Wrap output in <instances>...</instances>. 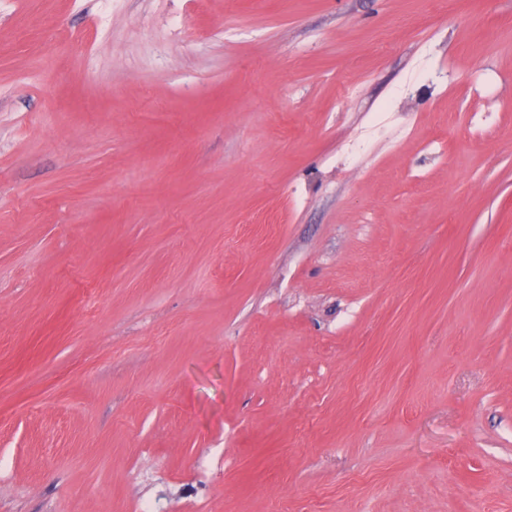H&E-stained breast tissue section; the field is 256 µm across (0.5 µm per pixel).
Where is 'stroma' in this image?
I'll use <instances>...</instances> for the list:
<instances>
[{
    "mask_svg": "<svg viewBox=\"0 0 512 512\" xmlns=\"http://www.w3.org/2000/svg\"><path fill=\"white\" fill-rule=\"evenodd\" d=\"M144 502L512 512V0H0V512Z\"/></svg>",
    "mask_w": 512,
    "mask_h": 512,
    "instance_id": "1",
    "label": "stroma"
}]
</instances>
